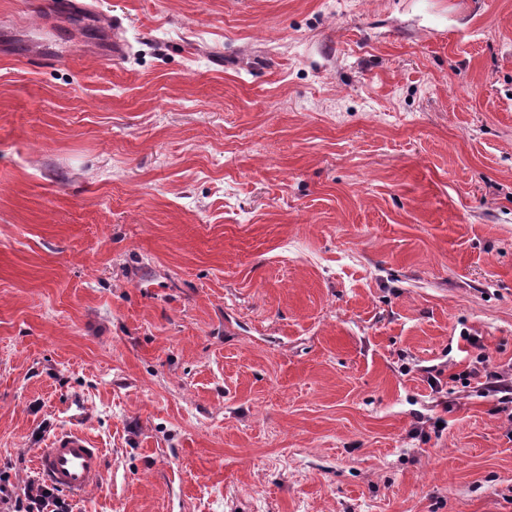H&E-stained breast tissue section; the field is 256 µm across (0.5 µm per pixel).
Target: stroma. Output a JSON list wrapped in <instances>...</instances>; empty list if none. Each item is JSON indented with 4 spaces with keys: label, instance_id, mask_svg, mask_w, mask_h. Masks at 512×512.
<instances>
[{
    "label": "stroma",
    "instance_id": "obj_1",
    "mask_svg": "<svg viewBox=\"0 0 512 512\" xmlns=\"http://www.w3.org/2000/svg\"><path fill=\"white\" fill-rule=\"evenodd\" d=\"M482 350L512 370V0H0L16 495L72 428L74 512H512ZM38 474L71 497H84L105 480L104 455L85 433L55 434L36 460Z\"/></svg>",
    "mask_w": 512,
    "mask_h": 512
}]
</instances>
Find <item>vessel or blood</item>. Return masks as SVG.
Listing matches in <instances>:
<instances>
[{
    "instance_id": "b4317fda",
    "label": "vessel or blood",
    "mask_w": 512,
    "mask_h": 512,
    "mask_svg": "<svg viewBox=\"0 0 512 512\" xmlns=\"http://www.w3.org/2000/svg\"><path fill=\"white\" fill-rule=\"evenodd\" d=\"M36 469L48 484L76 498L105 480L102 449L87 434L75 430L55 434L48 448L39 453Z\"/></svg>"
}]
</instances>
